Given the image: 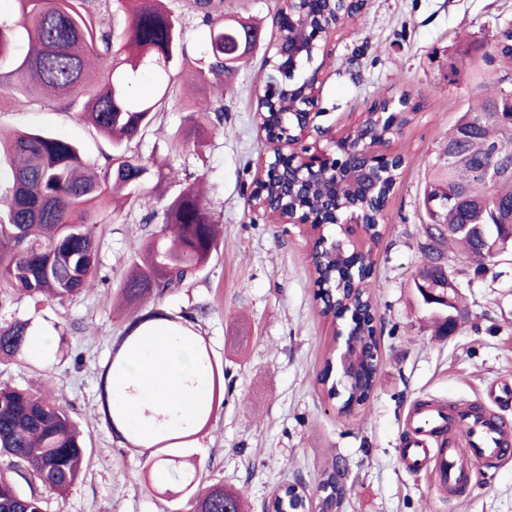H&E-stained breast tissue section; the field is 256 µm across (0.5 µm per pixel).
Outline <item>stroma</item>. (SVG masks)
Listing matches in <instances>:
<instances>
[{
    "mask_svg": "<svg viewBox=\"0 0 512 512\" xmlns=\"http://www.w3.org/2000/svg\"><path fill=\"white\" fill-rule=\"evenodd\" d=\"M183 24L187 59L202 55L209 27L188 0H166ZM284 0H224V16L261 26L264 43L218 90L213 77L185 81L152 125L129 142L128 155L148 172L132 199L102 210L95 234L99 270L92 287L64 303L14 297L0 321H29L35 335L54 338L47 354L0 362V380L28 385L47 375L53 395L83 432V475L64 495L45 497L44 512H191L188 497L166 496L174 481L145 480L155 457L107 422L100 377L134 314L192 311L188 331L223 366L224 403L197 429L185 455L197 483L240 489L249 512H265L274 492L301 483L315 492L331 465L344 474L342 512H512V456L476 462L466 491L440 495L431 471L401 461L412 407L434 401L470 404L512 418L500 405L512 385V254L486 275L447 248L445 261L466 315L439 336L419 308L413 281L428 217L424 188L445 161L448 134L479 91L502 76L494 59L501 30L512 26V0H366L362 11L330 39L315 126L345 132L374 104L409 94L415 120L394 138L405 164L384 211V237L372 248L369 281L377 310L381 363L375 393L353 412H339L319 375L336 348L335 327L321 313L311 247L249 202L269 145L256 120L258 76L276 37ZM222 104L224 115L194 132L186 98ZM0 130H39L65 138L95 166L112 152L110 140L77 109L36 102L0 106ZM203 182L208 207L224 226L211 261L178 288L132 309L119 291L134 252L162 225L168 202Z\"/></svg>",
    "mask_w": 512,
    "mask_h": 512,
    "instance_id": "obj_1",
    "label": "stroma"
}]
</instances>
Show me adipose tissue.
Returning <instances> with one entry per match:
<instances>
[{
	"label": "adipose tissue",
	"mask_w": 512,
	"mask_h": 512,
	"mask_svg": "<svg viewBox=\"0 0 512 512\" xmlns=\"http://www.w3.org/2000/svg\"><path fill=\"white\" fill-rule=\"evenodd\" d=\"M126 376L136 392L120 398L125 429L151 435L158 428L179 430L191 421L208 396L191 344L151 334L126 360Z\"/></svg>",
	"instance_id": "1"
}]
</instances>
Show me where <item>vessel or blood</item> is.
I'll return each mask as SVG.
<instances>
[{
    "mask_svg": "<svg viewBox=\"0 0 512 512\" xmlns=\"http://www.w3.org/2000/svg\"><path fill=\"white\" fill-rule=\"evenodd\" d=\"M409 423L415 432L402 450L407 468L431 469L439 490L451 499L469 483L472 460L496 458L512 447V428L464 408L451 411L435 403L419 406L411 411ZM442 428L448 431L447 447H431L433 431Z\"/></svg>",
    "mask_w": 512,
    "mask_h": 512,
    "instance_id": "b4317fda",
    "label": "vessel or blood"
}]
</instances>
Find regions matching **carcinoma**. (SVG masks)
<instances>
[{
    "mask_svg": "<svg viewBox=\"0 0 512 512\" xmlns=\"http://www.w3.org/2000/svg\"><path fill=\"white\" fill-rule=\"evenodd\" d=\"M19 20L0 19V103L16 106L46 98L71 106L83 102L85 121L112 141L114 151L102 167H91L71 142L46 132H19L0 139V157H7L9 171L4 194L7 209L0 212V306L13 295L38 302L71 300L91 287L98 271L99 243L94 225L98 213L117 196L132 197L147 173L140 161L126 156L123 145L137 137L162 111L166 97L187 74L212 76L219 82L233 74L257 46L253 33L258 26L246 20H224L215 0H192L210 24L204 55L190 66L176 63L183 53L182 26L163 0L139 7L138 0H125L122 38L114 41L110 0H16ZM332 10L309 24L300 23L281 34L283 43L308 40L314 25H327ZM143 68L167 77L158 100L134 96L127 76ZM262 84L278 86L274 100L260 99L271 128L296 124L297 104L289 91L299 86L301 72L283 75L275 68L260 74ZM188 119L198 128L211 120V112L223 111L210 104H188ZM512 105L503 101L500 80L481 85V92L468 103L448 135L446 162L433 174L424 190V207L431 224H442L437 235L424 225L420 245L425 263L415 280L423 288L445 280L446 267L439 246L462 245L474 264V274L495 266L506 245L494 211L512 205V178L486 181L484 173L501 164H512V123L507 121ZM469 186L486 197L485 205L471 207L454 202L458 189ZM335 193L331 181L315 179L308 184L309 201L323 205ZM222 244L220 230L209 214L207 202L189 185L169 203L163 225L143 242L121 288L125 302L135 304L149 296H161L182 284L205 266ZM357 257L353 248L326 253L317 261L315 273L326 287L346 274ZM162 312L132 320L121 339L123 351L115 352L102 372L101 396L104 414L111 426L121 422L112 409L114 378L124 368L126 354L143 336L134 330L148 320L164 322L172 336H185L183 321ZM342 325L353 340L362 343L352 359L359 364L356 382L330 381L327 397L345 407L364 403L376 385V368L368 351L375 346L373 329L348 317ZM30 322L0 323V359H16L32 351ZM197 357L209 370L211 401H216L218 381L210 356L197 348ZM86 448L82 434L66 407L50 392L31 386L0 382V456L10 459L14 472L30 485L20 492L0 472V512H43L41 489L52 494L69 491L80 479ZM234 512H243L242 499L232 489L215 484L197 489L192 512H224V497Z\"/></svg>",
    "mask_w": 512,
    "mask_h": 512,
    "instance_id": "obj_1",
    "label": "carcinoma"
}]
</instances>
